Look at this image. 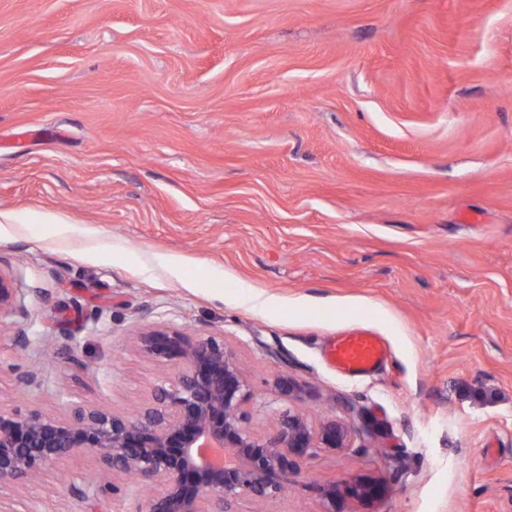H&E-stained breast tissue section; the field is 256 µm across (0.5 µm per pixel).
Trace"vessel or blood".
<instances>
[{"mask_svg":"<svg viewBox=\"0 0 512 512\" xmlns=\"http://www.w3.org/2000/svg\"><path fill=\"white\" fill-rule=\"evenodd\" d=\"M331 363L342 373L366 375L379 369L387 358L380 336L366 328L348 330L327 346Z\"/></svg>","mask_w":512,"mask_h":512,"instance_id":"1","label":"vessel or blood"}]
</instances>
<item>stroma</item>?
Returning <instances> with one entry per match:
<instances>
[{
  "label": "stroma",
  "mask_w": 512,
  "mask_h": 512,
  "mask_svg": "<svg viewBox=\"0 0 512 512\" xmlns=\"http://www.w3.org/2000/svg\"><path fill=\"white\" fill-rule=\"evenodd\" d=\"M0 273V408L151 402L175 371L132 336L168 323L350 425L266 512L327 483L336 512H512V0H0ZM353 327L385 367L329 365ZM61 468L112 479L78 455L0 499L144 494L81 503Z\"/></svg>",
  "instance_id": "35a3bbf8"
}]
</instances>
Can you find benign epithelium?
<instances>
[{
    "label": "benign epithelium",
    "mask_w": 512,
    "mask_h": 512,
    "mask_svg": "<svg viewBox=\"0 0 512 512\" xmlns=\"http://www.w3.org/2000/svg\"><path fill=\"white\" fill-rule=\"evenodd\" d=\"M15 307L16 288L0 274V325ZM136 341L157 362L177 368L154 402L131 415L77 403L63 416L0 409V485L87 453L112 476H135L151 488L134 512H236L244 497H278L297 461L349 447L347 424L334 418L316 424L289 409L271 411L276 423L269 432H252L251 385L222 336H189L156 324L138 332ZM382 491L370 480L352 488L362 499ZM70 492L87 501L101 486L82 477Z\"/></svg>",
    "instance_id": "7a95c632"
}]
</instances>
